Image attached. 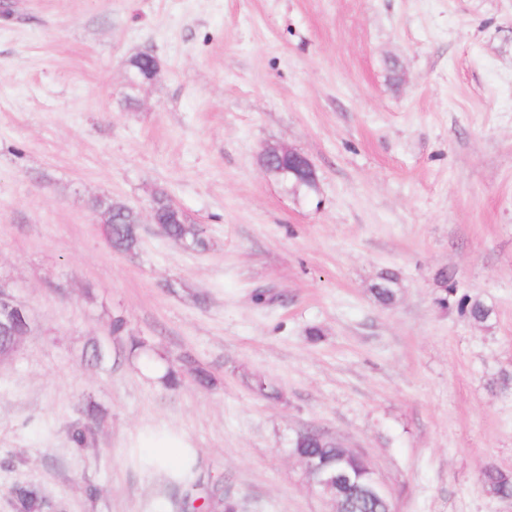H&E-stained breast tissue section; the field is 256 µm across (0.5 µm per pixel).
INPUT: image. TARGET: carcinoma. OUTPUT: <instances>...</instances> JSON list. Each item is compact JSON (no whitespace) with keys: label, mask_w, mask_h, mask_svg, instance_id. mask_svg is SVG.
<instances>
[{"label":"carcinoma","mask_w":512,"mask_h":512,"mask_svg":"<svg viewBox=\"0 0 512 512\" xmlns=\"http://www.w3.org/2000/svg\"><path fill=\"white\" fill-rule=\"evenodd\" d=\"M166 192L154 193L157 199L158 222L164 226L166 237L172 242L203 251L207 248L205 228L193 224L180 212L172 210L164 198ZM91 209L98 213L103 222V233L112 248L129 252L139 243L138 213L109 196H98L90 201ZM398 278L393 273H386L371 288L375 299L382 305L395 301ZM460 314L471 321L482 324L492 311L478 298L467 294L457 302ZM101 418L90 413L84 419H77L68 427L71 441L78 448L94 443ZM292 452L301 460L311 465L322 464L329 470L342 469L352 478L353 486L343 489L340 500L343 512H391L390 499H378L367 495L369 473L361 464V456L342 446L337 440L317 432H305L296 436ZM482 483L486 493L496 499L512 497V471L497 466H488L482 472ZM199 481L188 476L185 479V494L175 502L180 512H194V491ZM13 512H45L50 508L49 502L34 488L16 486L9 492ZM210 512H236V503L218 488L207 503Z\"/></svg>","instance_id":"cac0c4a2"}]
</instances>
